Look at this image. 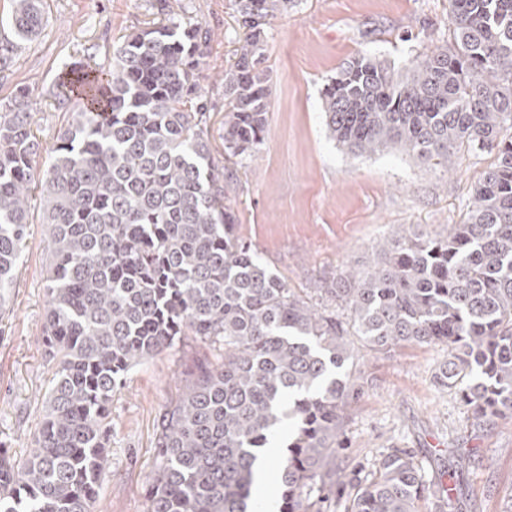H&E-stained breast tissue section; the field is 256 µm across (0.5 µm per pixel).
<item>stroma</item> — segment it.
<instances>
[{
    "label": "stroma",
    "instance_id": "obj_1",
    "mask_svg": "<svg viewBox=\"0 0 512 512\" xmlns=\"http://www.w3.org/2000/svg\"><path fill=\"white\" fill-rule=\"evenodd\" d=\"M154 0H46L48 22L0 72V99L31 91L34 128L52 147L66 113L82 106L57 85L59 61L112 57V46L158 21ZM174 16L211 34L199 87L211 113L212 145L224 150V71L244 34L234 0H169ZM448 0H290L265 29L272 94L265 141L237 172L229 197L240 239L270 270L303 291L345 267L371 264L373 247L391 232H442L460 223L471 189L494 157L461 153L451 165L407 155L347 153L331 138L321 91L347 59L371 53L394 65L448 38ZM49 234L29 225L23 258L0 317V448L22 462L42 418L54 365L42 325ZM347 342L363 371L362 392L344 418L339 455L367 475L387 448L412 453L426 475L457 486L450 505L432 497L418 512H512V418L480 426L456 389L434 382L445 357L438 346L367 353ZM204 351L193 338L133 368L112 398L111 437L95 512H146L156 465L154 424L181 392Z\"/></svg>",
    "mask_w": 512,
    "mask_h": 512
}]
</instances>
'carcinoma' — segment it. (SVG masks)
Masks as SVG:
<instances>
[{
    "label": "carcinoma",
    "instance_id": "cac0c4a2",
    "mask_svg": "<svg viewBox=\"0 0 512 512\" xmlns=\"http://www.w3.org/2000/svg\"><path fill=\"white\" fill-rule=\"evenodd\" d=\"M235 7L246 37L224 70L222 161L197 83L209 31L168 14L167 0L164 20L113 46L108 64L89 54L60 67L86 105L52 148L34 133L27 88L0 101V312L38 187L50 237L43 340L55 365L32 453L20 464L0 453V512H94L112 394L185 336L219 356L156 418L147 512H259L254 471L283 418L280 512H313L312 496L345 477L356 493L344 512H417L427 494L448 492L404 448L388 449L370 479L347 477L336 444L361 375L350 334L376 351L442 347L435 383L457 388L479 425L512 418V0H448L446 44L397 68L359 55L324 85L327 128L349 153L495 162L463 223L391 235L366 269L315 289L316 301L236 234L226 183L267 131L263 26L288 0ZM10 19L3 67L46 24L42 0H11Z\"/></svg>",
    "mask_w": 512,
    "mask_h": 512
}]
</instances>
